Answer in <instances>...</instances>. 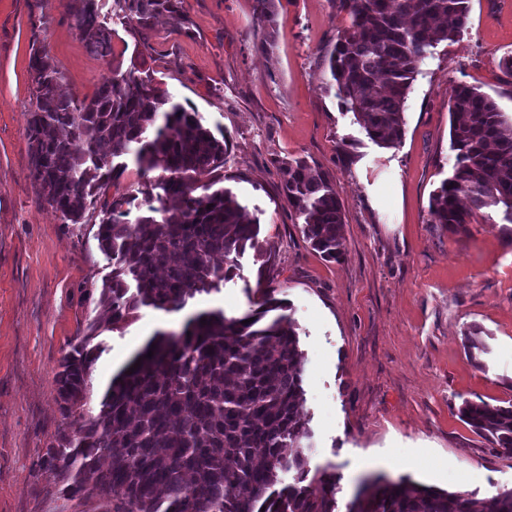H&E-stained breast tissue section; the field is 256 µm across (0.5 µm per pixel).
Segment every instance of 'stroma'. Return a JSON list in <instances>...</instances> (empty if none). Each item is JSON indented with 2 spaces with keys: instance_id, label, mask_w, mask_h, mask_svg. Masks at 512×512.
<instances>
[{
  "instance_id": "35a3bbf8",
  "label": "stroma",
  "mask_w": 512,
  "mask_h": 512,
  "mask_svg": "<svg viewBox=\"0 0 512 512\" xmlns=\"http://www.w3.org/2000/svg\"><path fill=\"white\" fill-rule=\"evenodd\" d=\"M66 0H0V512H59L54 478L39 471L58 423L54 374L70 341L98 311L112 269L95 226L65 224L30 174V48L47 42L65 75L63 92L89 95L110 74L71 28ZM190 33L159 21L150 42L156 77L230 139L224 186L260 222L271 262L246 252L220 291L178 312L144 308L104 346L90 377L96 410L112 376L146 344L145 323L180 331L214 308L241 316L258 278L288 300L305 353L303 442L310 468L339 477L346 512L371 476L441 489L448 470L489 498L512 489V456L460 420L462 401L512 403V242L477 217L453 234L430 221L433 191L451 171L448 92L480 88L512 116V0H470L468 24L420 65L399 147L383 149L342 111L323 84L344 25L332 0H278L277 35L258 48L252 0H185ZM304 156L329 173L343 206V257L324 260L305 240L279 188L277 160ZM395 181L397 201L379 211L371 187ZM480 328L483 351L464 337ZM408 451L424 463L396 462Z\"/></svg>"
}]
</instances>
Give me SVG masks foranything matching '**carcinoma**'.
Returning <instances> with one entry per match:
<instances>
[{
    "mask_svg": "<svg viewBox=\"0 0 512 512\" xmlns=\"http://www.w3.org/2000/svg\"><path fill=\"white\" fill-rule=\"evenodd\" d=\"M346 15L327 63L341 108L383 148L401 144L405 110L422 61L461 35L469 0H333ZM71 26L88 50L114 55L118 28L148 42L164 16L184 33L185 0H68ZM275 0H253L259 49L275 34ZM28 113L31 176L64 224L98 220L99 250L112 261L100 304L69 344L54 383L60 422L41 470L54 474L62 508L98 512H336L339 478L308 468L309 437L297 323L290 303L257 283L253 309L191 316L179 335L156 333L113 376L96 413L86 414L89 379L103 351L102 329L117 330L142 308L184 309L198 294L239 275L247 250L272 257L260 224L224 181L230 142L224 130L172 96L155 71L112 63L91 96L64 97L65 79L48 45L33 40ZM451 175L432 194L430 223L464 232L483 209L512 224V118L476 87L448 93ZM135 166L136 190L120 179ZM281 190L311 247L327 261L343 254L344 216L336 184L304 157L279 161ZM137 216H132V212ZM152 357H147L148 352ZM471 431L512 454V404L465 400ZM292 472L282 484L280 473ZM476 494L408 478L381 484L357 512H481Z\"/></svg>",
    "mask_w": 512,
    "mask_h": 512,
    "instance_id": "cac0c4a2",
    "label": "carcinoma"
}]
</instances>
